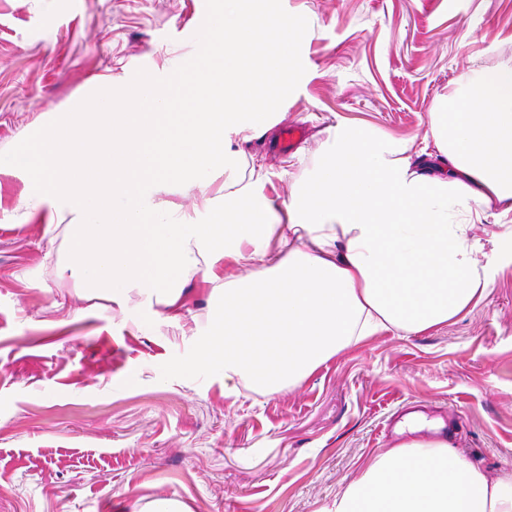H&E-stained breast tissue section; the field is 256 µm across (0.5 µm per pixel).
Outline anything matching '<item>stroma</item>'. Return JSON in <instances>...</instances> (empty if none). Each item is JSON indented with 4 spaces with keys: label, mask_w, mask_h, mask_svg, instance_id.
Returning a JSON list of instances; mask_svg holds the SVG:
<instances>
[{
    "label": "stroma",
    "mask_w": 512,
    "mask_h": 512,
    "mask_svg": "<svg viewBox=\"0 0 512 512\" xmlns=\"http://www.w3.org/2000/svg\"><path fill=\"white\" fill-rule=\"evenodd\" d=\"M221 0H0V512H322L401 439L439 420L487 476L512 474V212L470 236L483 298L419 334L385 331L275 393L194 367L223 283L182 286L179 322L139 289L87 295L61 269L73 213L29 206L31 139L80 100L165 79L198 51ZM303 29L278 125L232 150L263 164L258 194L312 175L328 129L421 141L469 69L512 63V0H275Z\"/></svg>",
    "instance_id": "1"
}]
</instances>
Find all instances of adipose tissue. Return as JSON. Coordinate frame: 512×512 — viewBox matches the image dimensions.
Instances as JSON below:
<instances>
[{
	"label": "adipose tissue",
	"instance_id": "1",
	"mask_svg": "<svg viewBox=\"0 0 512 512\" xmlns=\"http://www.w3.org/2000/svg\"><path fill=\"white\" fill-rule=\"evenodd\" d=\"M301 33L272 0H223L182 69L80 101L22 161L36 203L78 216L68 270L86 291L142 289L175 322L180 279L223 282L195 362L271 393L369 336L468 310L486 290L470 226L490 208L512 212L511 63L471 70L440 96L426 146L340 123L288 200L257 195L262 167L236 177L227 137L275 126ZM221 169L223 193L207 196ZM172 183L202 192L208 223L156 204ZM241 261L249 273L224 278ZM326 512H512V475L489 480L447 438H414L374 457Z\"/></svg>",
	"mask_w": 512,
	"mask_h": 512
}]
</instances>
